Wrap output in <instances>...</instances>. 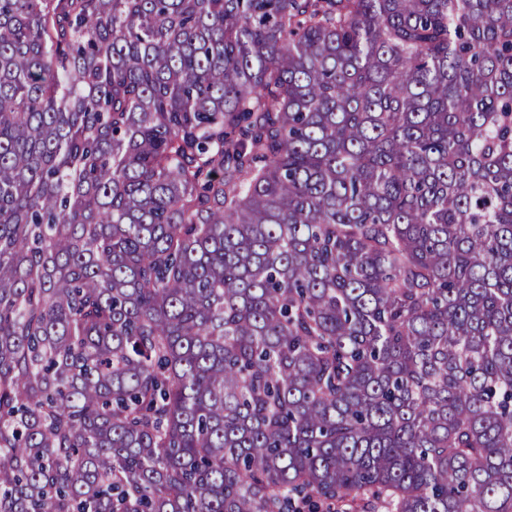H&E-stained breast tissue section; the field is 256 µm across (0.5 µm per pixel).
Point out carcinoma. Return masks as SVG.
<instances>
[{
	"label": "carcinoma",
	"instance_id": "cac0c4a2",
	"mask_svg": "<svg viewBox=\"0 0 512 512\" xmlns=\"http://www.w3.org/2000/svg\"><path fill=\"white\" fill-rule=\"evenodd\" d=\"M0 512H512V0H0Z\"/></svg>",
	"mask_w": 512,
	"mask_h": 512
}]
</instances>
